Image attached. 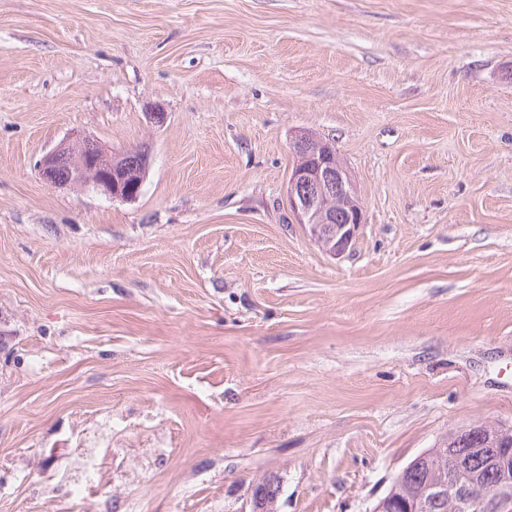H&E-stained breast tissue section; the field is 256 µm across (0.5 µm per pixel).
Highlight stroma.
Listing matches in <instances>:
<instances>
[{"instance_id": "35a3bbf8", "label": "stroma", "mask_w": 512, "mask_h": 512, "mask_svg": "<svg viewBox=\"0 0 512 512\" xmlns=\"http://www.w3.org/2000/svg\"><path fill=\"white\" fill-rule=\"evenodd\" d=\"M166 116L156 124L152 113ZM149 150L54 188L69 133ZM361 205L326 254L290 141ZM512 427V0H0V512L107 438L86 512H371L449 430ZM133 154L138 155L139 161L130 163V168L145 169L148 161L145 148L114 154L101 141L73 133L41 158L39 175L55 188L92 186L112 199L133 200L142 185L138 183L133 190L134 179L126 166L130 160L127 157ZM126 159L127 162H122ZM290 145L292 152L311 156L305 164L295 166L304 159L294 154L295 167L291 168L287 183L288 207L323 250L342 256L352 246L364 220L361 207L352 199L354 187L349 174L327 141L299 133ZM340 205L345 207L343 217L337 210ZM259 483H262V481L254 485L252 489V512H273L275 502L278 499V496L276 495L279 494L280 491L279 482L273 479V483H269L267 492L272 497L276 496L274 499H270L266 495L265 487L263 485L257 486Z\"/></svg>"}]
</instances>
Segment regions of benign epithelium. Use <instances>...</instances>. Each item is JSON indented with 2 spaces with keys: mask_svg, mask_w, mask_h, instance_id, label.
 <instances>
[{
  "mask_svg": "<svg viewBox=\"0 0 512 512\" xmlns=\"http://www.w3.org/2000/svg\"><path fill=\"white\" fill-rule=\"evenodd\" d=\"M291 150L310 155L309 160L291 168L288 175V207L297 223L304 225L310 236L332 256L344 255L352 246L363 224L360 206L353 202L354 187L336 150L327 141L308 133L291 140ZM136 154L139 161L124 163ZM146 149L114 154L101 141L74 133L48 151L40 160L39 175L55 188L91 186L98 192L121 200L135 199L141 185L134 184L128 168L147 167ZM455 470L448 468V478L430 487V492L443 497L455 487ZM252 512H273L275 500L266 495L264 486L252 489Z\"/></svg>",
  "mask_w": 512,
  "mask_h": 512,
  "instance_id": "obj_1",
  "label": "benign epithelium"
}]
</instances>
